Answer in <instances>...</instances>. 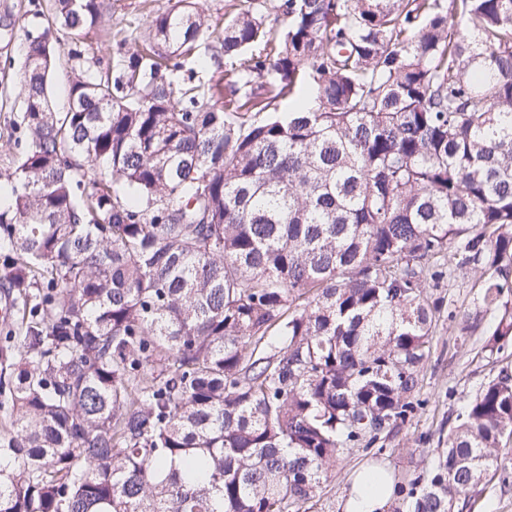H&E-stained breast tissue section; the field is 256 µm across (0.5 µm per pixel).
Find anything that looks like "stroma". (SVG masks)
<instances>
[{"mask_svg": "<svg viewBox=\"0 0 512 512\" xmlns=\"http://www.w3.org/2000/svg\"><path fill=\"white\" fill-rule=\"evenodd\" d=\"M111 2L112 11L106 21L116 30L132 23L146 26L151 17L178 5L177 0ZM21 62L19 42L0 41V144L7 140L16 115ZM435 293L443 298L454 318L451 323H440L434 332L431 353L421 372L419 397L425 402L424 408L383 437L381 454L356 448L330 468L313 512H343L351 480L363 464L377 461L393 473L406 475L420 468L423 461H434L442 448L441 437L447 436L464 403L501 369L512 372V342L493 355L483 349L496 323L494 315H485L475 329L465 327L466 316L474 312L479 293L474 274L455 271L441 281ZM462 332L467 335L463 346L457 342ZM505 468L504 475L480 487L472 512H512V452L507 455Z\"/></svg>", "mask_w": 512, "mask_h": 512, "instance_id": "stroma-1", "label": "stroma"}]
</instances>
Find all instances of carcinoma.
<instances>
[{
	"label": "carcinoma",
	"mask_w": 512,
	"mask_h": 512,
	"mask_svg": "<svg viewBox=\"0 0 512 512\" xmlns=\"http://www.w3.org/2000/svg\"><path fill=\"white\" fill-rule=\"evenodd\" d=\"M106 12L50 0L20 35L0 512H309L424 405L442 259L485 350L512 338V0H181L104 70L73 44L55 111L58 34ZM180 58L218 78L174 86ZM511 439L503 368L391 512H462ZM254 0H198V6L210 14L213 19L225 21L228 16L238 11L253 6Z\"/></svg>",
	"instance_id": "cac0c4a2"
}]
</instances>
